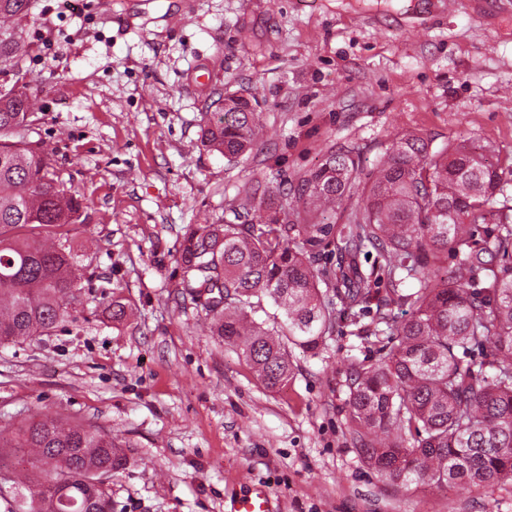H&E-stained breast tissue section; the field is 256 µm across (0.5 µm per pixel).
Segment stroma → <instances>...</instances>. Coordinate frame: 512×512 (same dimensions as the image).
I'll return each mask as SVG.
<instances>
[{"instance_id": "35a3bbf8", "label": "stroma", "mask_w": 512, "mask_h": 512, "mask_svg": "<svg viewBox=\"0 0 512 512\" xmlns=\"http://www.w3.org/2000/svg\"><path fill=\"white\" fill-rule=\"evenodd\" d=\"M39 120L29 138L84 203L70 232L93 271L73 323L0 347V425L48 415L122 444L119 512H231L246 484L276 512H512V478L409 489L350 433L347 379L375 310L337 311L319 355L293 346L266 389L181 285L182 235L246 190L295 193L329 151L372 171L395 134L512 165V0H33L15 26ZM251 100L254 147L201 136L220 95ZM128 304L113 320V298Z\"/></svg>"}]
</instances>
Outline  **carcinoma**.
Instances as JSON below:
<instances>
[{"label":"carcinoma","instance_id":"cac0c4a2","mask_svg":"<svg viewBox=\"0 0 512 512\" xmlns=\"http://www.w3.org/2000/svg\"><path fill=\"white\" fill-rule=\"evenodd\" d=\"M31 0H0V345L49 336L74 320L85 278L65 227L82 203L65 188L26 132L38 121L22 50L7 24ZM258 118L249 102L224 96V112L202 144L228 160L249 153ZM512 167L489 164L460 142L441 148L398 133L360 180L357 153L330 152L301 177L293 199L268 188L230 208L220 224L188 225L181 285L209 316L212 335L236 347L261 383L276 389L293 365L288 348L317 355L346 310L376 303L367 337L378 360L350 374L351 433L381 479L413 485H480L512 477ZM339 216L341 224L312 221ZM493 224L487 239L477 227ZM333 247L334 268L317 266ZM381 253L391 296L374 301L359 255ZM456 267L443 277L448 255ZM414 282L409 293L399 291ZM269 300L284 320H260ZM406 305L398 323L383 311ZM479 350L481 357L471 356ZM0 448H20L36 481L0 491L4 512H114L111 474L128 463L121 444L81 422L40 418L0 429Z\"/></svg>","mask_w":512,"mask_h":512}]
</instances>
